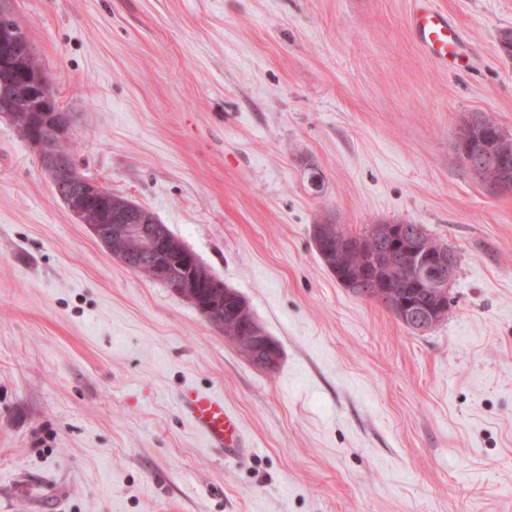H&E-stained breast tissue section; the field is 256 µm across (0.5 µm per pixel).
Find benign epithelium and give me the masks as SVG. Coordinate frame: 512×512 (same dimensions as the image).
<instances>
[{"label":"benign epithelium","mask_w":512,"mask_h":512,"mask_svg":"<svg viewBox=\"0 0 512 512\" xmlns=\"http://www.w3.org/2000/svg\"><path fill=\"white\" fill-rule=\"evenodd\" d=\"M0 46V114L12 123L22 117L17 129L36 149L58 196L81 219L98 201L99 184L75 179L69 159L60 151L71 134L70 118L59 115L47 76L25 68L30 44L13 29L0 28ZM455 150L488 195L512 189V138L499 128L481 124L476 136L457 138ZM90 228L114 258L172 287L209 322L222 327L224 310L245 306L243 297L215 279L187 247L173 241L166 225L150 211L122 200L108 205L106 223ZM366 237L381 248L374 266L349 270L337 277L338 282L354 294L371 296L412 332H429L448 303L457 270L454 252L422 228L403 222L372 224ZM313 243L333 272L343 253L362 245V237L349 235L338 224H316ZM228 340L252 366L267 372L277 368L280 348L257 319L242 318L236 335Z\"/></svg>","instance_id":"1"}]
</instances>
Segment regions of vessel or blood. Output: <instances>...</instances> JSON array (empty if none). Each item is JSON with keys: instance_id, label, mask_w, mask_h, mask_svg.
I'll list each match as a JSON object with an SVG mask.
<instances>
[{"instance_id": "b4317fda", "label": "vessel or blood", "mask_w": 512, "mask_h": 512, "mask_svg": "<svg viewBox=\"0 0 512 512\" xmlns=\"http://www.w3.org/2000/svg\"><path fill=\"white\" fill-rule=\"evenodd\" d=\"M412 19L422 48L440 65H447L460 40L447 14L431 6L429 0H417ZM179 405L209 447L232 449L242 444L241 425L236 415L225 408L223 397L188 387L180 392Z\"/></svg>"}]
</instances>
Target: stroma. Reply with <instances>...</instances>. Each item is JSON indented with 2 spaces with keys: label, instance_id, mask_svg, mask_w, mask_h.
Segmentation results:
<instances>
[{
  "label": "stroma",
  "instance_id": "obj_1",
  "mask_svg": "<svg viewBox=\"0 0 512 512\" xmlns=\"http://www.w3.org/2000/svg\"><path fill=\"white\" fill-rule=\"evenodd\" d=\"M9 0L79 171L146 208L281 348L253 368L183 297L113 258L0 117V512H512V191L455 142L512 133V0ZM424 225L451 246L446 320L413 334L342 288L317 224ZM223 396L249 452L178 406ZM421 47L437 62L448 67V56L453 55L460 35L448 20V15L431 6L429 0H418L412 14Z\"/></svg>",
  "mask_w": 512,
  "mask_h": 512
}]
</instances>
